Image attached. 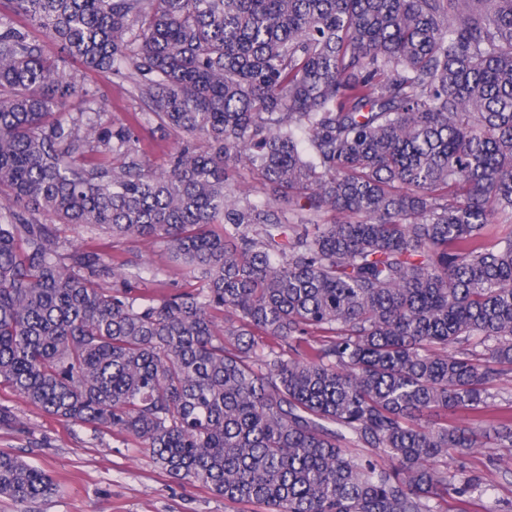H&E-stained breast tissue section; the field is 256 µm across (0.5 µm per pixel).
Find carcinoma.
Segmentation results:
<instances>
[{"label":"carcinoma","instance_id":"cac0c4a2","mask_svg":"<svg viewBox=\"0 0 512 512\" xmlns=\"http://www.w3.org/2000/svg\"><path fill=\"white\" fill-rule=\"evenodd\" d=\"M51 43L150 111L102 123ZM0 199V385L45 414L257 512L494 488L447 458L512 447V0H0ZM57 223L191 281L134 294ZM60 491L0 450V497ZM144 159L153 170L166 168L178 147L179 140L158 125L156 120L136 128ZM58 228L59 236L67 246L80 247L88 242L112 256L129 259L133 264H138L141 268L140 276L131 278L130 283L139 294H151L159 290L173 292L185 286L186 278L183 271L170 263L160 248L148 241L116 240L108 234L100 231L90 232L85 228L75 233L63 224H58ZM143 267H148L149 270ZM161 282L164 283L165 288H161L159 285Z\"/></svg>","mask_w":512,"mask_h":512}]
</instances>
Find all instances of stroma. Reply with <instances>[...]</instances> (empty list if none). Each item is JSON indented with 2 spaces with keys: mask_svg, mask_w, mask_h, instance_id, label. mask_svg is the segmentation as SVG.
<instances>
[{
  "mask_svg": "<svg viewBox=\"0 0 512 512\" xmlns=\"http://www.w3.org/2000/svg\"><path fill=\"white\" fill-rule=\"evenodd\" d=\"M66 69L82 74L85 84L96 90L103 122H123L131 114L147 111L133 79L86 72L72 60ZM136 133L147 165L166 168L178 147L177 138L154 121L137 127ZM59 236L67 246L89 243L138 264L140 275L131 281L138 293L150 294L162 287L173 292L186 283L182 270L150 242L116 240L84 228L75 232L65 225L60 226ZM0 405L9 407L16 419L12 426H0V450L18 452L62 487L59 494L34 506L0 498V512H251L249 505L225 504L200 485L168 477L130 437L50 417L3 386Z\"/></svg>",
  "mask_w": 512,
  "mask_h": 512,
  "instance_id": "35a3bbf8",
  "label": "stroma"
}]
</instances>
